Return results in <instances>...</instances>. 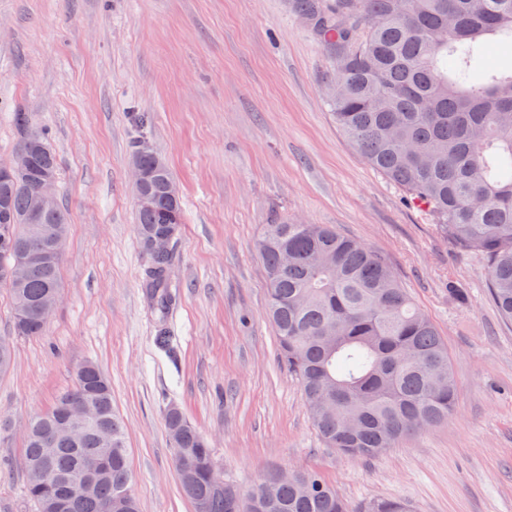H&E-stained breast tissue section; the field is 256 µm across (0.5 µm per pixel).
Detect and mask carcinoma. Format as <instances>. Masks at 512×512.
I'll list each match as a JSON object with an SVG mask.
<instances>
[{
	"label": "carcinoma",
	"mask_w": 512,
	"mask_h": 512,
	"mask_svg": "<svg viewBox=\"0 0 512 512\" xmlns=\"http://www.w3.org/2000/svg\"><path fill=\"white\" fill-rule=\"evenodd\" d=\"M335 63L327 85L337 127L366 161L427 206L458 250L486 260L485 276L501 316L512 321V68L490 63L493 40L512 52V0H288ZM17 149L29 151L24 174H0V269L18 250L53 247L50 231L65 240L62 204L34 222V183L58 173L46 129L27 112L12 113ZM133 158L144 173L147 205L137 203L136 232L150 238L184 220L182 198L165 159L134 117ZM266 268L267 314L279 354L304 392L321 439L341 453L370 459L416 431L453 413L456 384L448 347L414 304L386 257L326 224L275 221L257 240ZM174 255L149 254L144 288L154 316L155 342L168 352L167 317L176 301ZM12 335L39 336L38 308L60 290V264L31 268L20 287H8ZM58 396L52 408L29 421L23 467H46L54 483H26L35 512L61 499L67 512H138L130 493L123 421L112 409V388L93 363ZM89 406L96 415L72 442L56 437L64 413ZM177 466L188 471L182 492L200 512H410L401 501L375 500L353 508L336 488L309 471L273 473L272 492L244 495L213 474L209 442L180 410L171 407L167 428ZM111 440L112 457L96 496L78 489L83 464ZM53 452H48V449Z\"/></svg>",
	"instance_id": "obj_1"
}]
</instances>
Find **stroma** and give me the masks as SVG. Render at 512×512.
<instances>
[{
    "label": "stroma",
    "instance_id": "obj_1",
    "mask_svg": "<svg viewBox=\"0 0 512 512\" xmlns=\"http://www.w3.org/2000/svg\"><path fill=\"white\" fill-rule=\"evenodd\" d=\"M333 63L287 0H0V158L15 110L46 127L70 224L42 335L0 373V512H32L23 432L94 363L124 422L138 512H195L165 411L209 441L243 492L317 471L359 506L512 512V322L482 255L452 248L427 207L371 167L330 115ZM168 162L185 219L174 244V353L155 345L135 231L133 113ZM328 224L384 254L448 346V421L372 459L326 447L266 313L264 224ZM459 295H452V288Z\"/></svg>",
    "mask_w": 512,
    "mask_h": 512
}]
</instances>
